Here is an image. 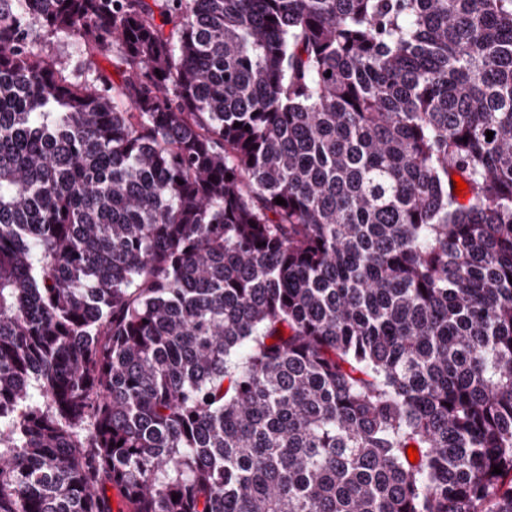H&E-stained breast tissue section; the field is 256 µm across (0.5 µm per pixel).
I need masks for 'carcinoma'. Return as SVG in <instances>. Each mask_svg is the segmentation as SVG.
I'll return each instance as SVG.
<instances>
[{
  "instance_id": "carcinoma-1",
  "label": "carcinoma",
  "mask_w": 512,
  "mask_h": 512,
  "mask_svg": "<svg viewBox=\"0 0 512 512\" xmlns=\"http://www.w3.org/2000/svg\"><path fill=\"white\" fill-rule=\"evenodd\" d=\"M35 2L0 512H512V0ZM51 51L60 61L66 63L69 70H74L76 74L83 71L84 56L80 45L74 39L56 40L51 46Z\"/></svg>"
}]
</instances>
